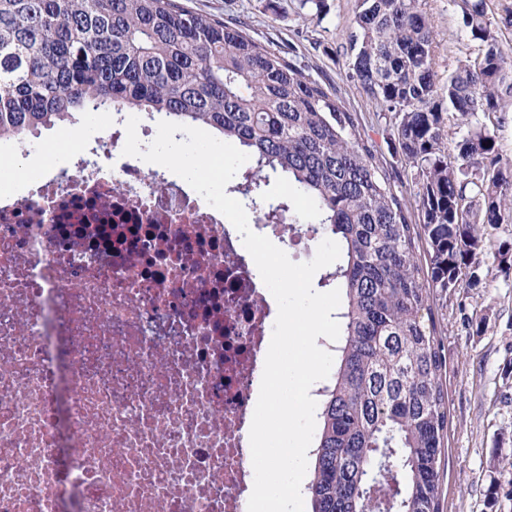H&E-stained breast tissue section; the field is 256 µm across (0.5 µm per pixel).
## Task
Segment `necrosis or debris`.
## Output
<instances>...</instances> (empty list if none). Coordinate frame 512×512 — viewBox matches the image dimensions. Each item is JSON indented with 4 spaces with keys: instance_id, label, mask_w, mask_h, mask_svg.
I'll use <instances>...</instances> for the list:
<instances>
[{
    "instance_id": "1",
    "label": "necrosis or debris",
    "mask_w": 512,
    "mask_h": 512,
    "mask_svg": "<svg viewBox=\"0 0 512 512\" xmlns=\"http://www.w3.org/2000/svg\"><path fill=\"white\" fill-rule=\"evenodd\" d=\"M0 192V512H248L276 313L232 223L123 155ZM248 222L295 257L288 215Z\"/></svg>"
}]
</instances>
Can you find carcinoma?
Segmentation results:
<instances>
[{
	"mask_svg": "<svg viewBox=\"0 0 512 512\" xmlns=\"http://www.w3.org/2000/svg\"><path fill=\"white\" fill-rule=\"evenodd\" d=\"M478 53L438 80L423 0H354L347 76L379 109L417 192L397 194L356 118L297 61L242 21L179 0H0V139L71 125L77 112L140 111L213 130L255 161L244 179L288 180V224L336 240L319 285L340 290L336 369L318 414L311 512H439L448 431L434 290L475 275L483 228L512 212V161L497 132L512 112V5L452 0ZM319 25L325 0H299ZM465 118L448 143L443 113ZM482 202L479 210L472 199ZM419 207L420 230L410 209ZM429 247L427 267L418 241Z\"/></svg>",
	"mask_w": 512,
	"mask_h": 512,
	"instance_id": "obj_1",
	"label": "carcinoma"
}]
</instances>
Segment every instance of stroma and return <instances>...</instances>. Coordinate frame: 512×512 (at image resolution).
<instances>
[{
  "label": "stroma",
  "mask_w": 512,
  "mask_h": 512,
  "mask_svg": "<svg viewBox=\"0 0 512 512\" xmlns=\"http://www.w3.org/2000/svg\"><path fill=\"white\" fill-rule=\"evenodd\" d=\"M194 12L222 20L245 19L250 35L275 50H293L304 75L318 80L352 112L365 138L375 145L384 167L399 170L397 190L413 198L416 187L401 173L400 152L382 133L378 109L346 78L343 53L353 19V0H326L328 14L314 24L297 14V0H181ZM438 48L436 70L446 76L473 55L475 43L449 0H426ZM60 132L27 139L8 163V181L23 191L28 161L45 173L69 168ZM433 309L446 366L450 425L445 440L440 512H512V275L493 261L481 263L472 286L436 295Z\"/></svg>",
  "instance_id": "1"
}]
</instances>
